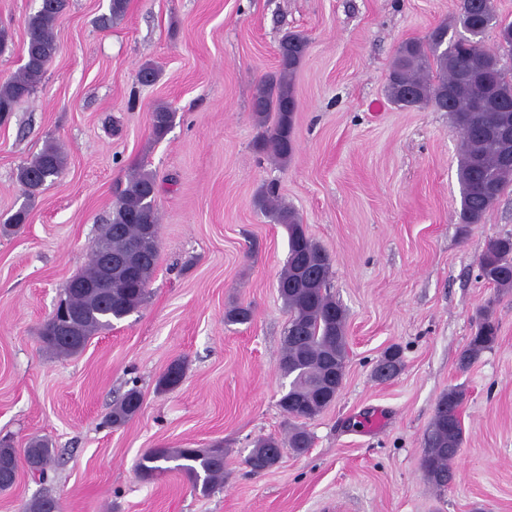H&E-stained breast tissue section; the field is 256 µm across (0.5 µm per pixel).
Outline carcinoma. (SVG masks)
Returning a JSON list of instances; mask_svg holds the SVG:
<instances>
[{"label": "carcinoma", "instance_id": "cac0c4a2", "mask_svg": "<svg viewBox=\"0 0 512 512\" xmlns=\"http://www.w3.org/2000/svg\"><path fill=\"white\" fill-rule=\"evenodd\" d=\"M128 0H109V14L100 22L106 26L123 17ZM67 0H41L39 9L27 22L24 63L18 73L0 84V123L43 83L48 67L58 52L54 37L56 23ZM455 24L461 32L448 36V24L434 28L423 40H408L397 50L388 78L387 95L400 108L429 106L446 112L461 136L458 167L460 184L459 221L479 224L512 183V161L504 160V144L499 130L512 124V23L501 20L492 0H459ZM496 31L497 47L484 45L487 32ZM309 42L301 34L287 33L279 41L277 71L256 89L252 99L254 119L261 128L256 150L270 160L285 165L295 152L294 117L297 101L294 75L308 52ZM176 112L159 104L151 112L155 139H163L172 128ZM66 167L62 148L49 141L18 171L25 191V204L0 218V230L8 232L27 221L36 196L58 178ZM157 183L153 172L135 169L120 189L110 222L104 225L87 267L74 276L64 290L69 305L79 309V330L74 336H50L41 330L44 348L54 355L74 356L85 348L91 336L112 328L115 321L135 312L146 300L159 260V214ZM273 223L288 230V258L277 281V290L288 311L287 328L278 366L291 378L278 406L288 419L296 421L288 436L261 438L245 459L254 473L275 466L288 447L301 454L310 447L309 432L297 422L311 420L334 402L327 390L329 373L337 382L345 374L347 316L344 307L327 289L332 275L330 256L309 237L296 210L284 203L274 184H268L256 200ZM112 253V298L103 297L86 285L97 281L103 253ZM479 276L495 288L512 289V238L488 243L479 259ZM251 306L238 305L227 311L230 324L251 322ZM498 325L486 309L478 316L476 331L460 357L468 367L491 349ZM399 348L386 350L374 373L380 378L395 376L402 367ZM185 374L183 363L172 362L159 380V388L173 389ZM464 392L450 388L435 407L425 438L422 468L438 489L448 487L452 464L463 442L461 407ZM141 393L132 388L114 404L107 423L120 427L142 408ZM49 443L32 440L24 451L30 468L44 473L51 458ZM177 470L193 489L203 494L224 481V452L219 448H151L137 464L145 480ZM58 502L51 496L31 499L22 512H52Z\"/></svg>", "mask_w": 512, "mask_h": 512}]
</instances>
